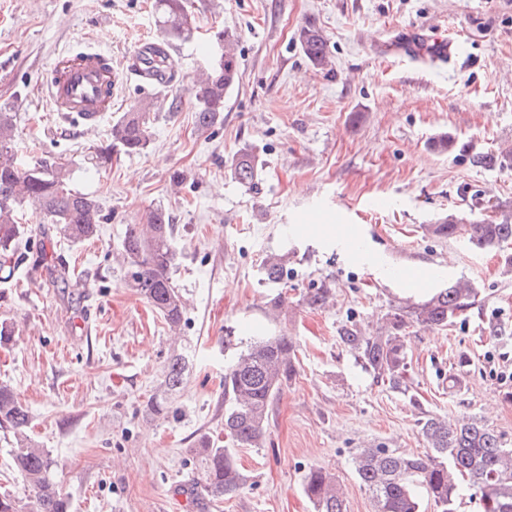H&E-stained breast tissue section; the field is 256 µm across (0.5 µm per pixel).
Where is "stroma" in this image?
<instances>
[{"instance_id": "1", "label": "stroma", "mask_w": 512, "mask_h": 512, "mask_svg": "<svg viewBox=\"0 0 512 512\" xmlns=\"http://www.w3.org/2000/svg\"><path fill=\"white\" fill-rule=\"evenodd\" d=\"M152 3L0 0V106L16 115L20 157L64 158L73 188L109 216L97 239L70 244L27 215L35 243L85 279L76 295L28 262L0 282V320L14 328L0 382L29 407L30 435L49 451L72 512H189L178 494L200 482L197 440L224 426V370L263 336L296 340L298 373L270 408L262 447L236 452L244 485L220 502L198 493L200 512H314L302 491L313 466L335 474L347 512H372L354 457L376 446L425 453V417H476L512 442V273L498 251L426 230L460 212L512 211V168L469 162L512 147V0H190L200 32L177 43L165 86L130 68L136 46L158 40ZM309 24L331 72L313 69L296 42ZM212 26L238 34L240 80L223 125L203 133L191 90ZM414 30L463 47L445 68L396 51ZM88 43L117 76L114 107L91 134L52 112L43 92L56 57ZM147 97L148 147L94 166L90 146ZM441 133L459 150L433 151ZM245 148L257 159L254 191L231 171ZM177 169L187 180L176 189ZM159 206L176 226L173 281L187 301L190 372L172 396L174 420L146 412L173 352L168 329L113 259L127 225ZM345 224L361 254L345 251ZM270 253L287 255V285L263 280ZM459 280L482 303L447 329L410 328L405 390L377 381L339 343L342 325L375 330L391 307ZM324 283L328 303L304 306Z\"/></svg>"}]
</instances>
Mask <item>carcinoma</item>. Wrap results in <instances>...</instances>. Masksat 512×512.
I'll list each match as a JSON object with an SVG mask.
<instances>
[{"label": "carcinoma", "instance_id": "carcinoma-1", "mask_svg": "<svg viewBox=\"0 0 512 512\" xmlns=\"http://www.w3.org/2000/svg\"><path fill=\"white\" fill-rule=\"evenodd\" d=\"M158 26L164 39L147 48L149 73L157 63L174 68L166 47L174 41L186 42L198 32L187 25L188 0H155ZM235 33L211 28L210 45L223 48L219 58L211 57L202 69L192 93L195 123L202 131L224 124V99L239 81L238 59L233 45ZM296 42L309 63L326 70L331 60L323 36L313 26H303ZM152 100H140L112 124L107 141L91 155L97 166L109 164L113 152L138 154L150 142L149 120ZM14 114L0 110V271H15L32 248L24 206L29 205L44 221L56 225L63 240L77 244L98 235L108 217L93 197L72 189L67 163L56 160L23 163L15 150ZM434 151L444 154L456 149L457 141L447 134L433 138ZM471 164L480 168L512 167V149L469 155ZM256 156L245 149L231 163L234 178L242 185L255 187ZM175 226L162 208L150 211L147 223L128 225L118 249L125 268V284L134 289L168 325L181 329L187 309L186 300L172 280L175 264L173 246ZM427 232L440 238L465 234L479 249L505 250L512 243V213L495 218L449 215L441 224L427 225ZM38 259L51 278L64 287L71 286L66 268L55 264L46 250ZM263 279L280 283L288 276L285 256L271 253L261 263ZM330 294L327 284L309 291L303 298L315 309L325 304ZM479 302L478 291L458 282L442 289L421 304L390 310L376 331L367 333L355 325L339 330L340 342L348 348L365 370L393 389L404 384L407 367L404 339L411 326L442 329ZM298 345L291 336L262 338L242 351L224 370V437L229 445L218 446L203 437L196 452L201 457L200 483L204 491L221 499L244 484L235 460V449L258 448L269 424L273 401L297 374ZM189 369L184 352L173 353L147 405L153 416L170 412V398L181 387ZM28 409L8 384H0V428L12 432L16 449L12 468L17 471L33 496L22 502L8 492L0 494V512H69L70 503L57 489L49 452L28 436ZM428 451L422 455L395 454L386 448H364L354 458V471L368 493L373 512H420V494L434 501L439 512H457L461 482L477 487L485 512H512V447L503 436L477 418L448 421L431 417L421 422ZM303 492L315 512H346L335 476L320 468H311L304 478Z\"/></svg>", "mask_w": 512, "mask_h": 512}]
</instances>
